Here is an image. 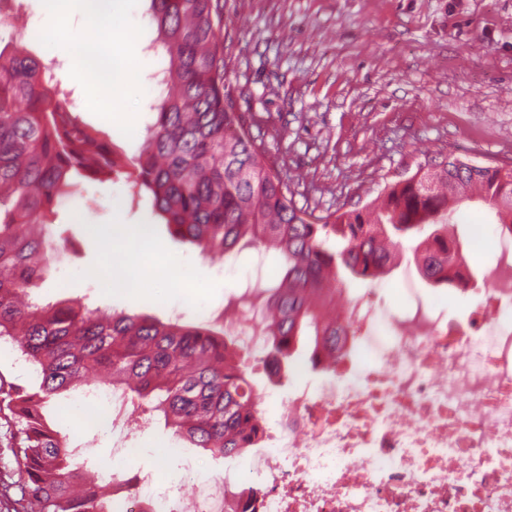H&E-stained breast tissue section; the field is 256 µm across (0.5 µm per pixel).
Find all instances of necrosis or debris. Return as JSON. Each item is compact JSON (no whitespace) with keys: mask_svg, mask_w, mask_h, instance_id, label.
<instances>
[{"mask_svg":"<svg viewBox=\"0 0 512 512\" xmlns=\"http://www.w3.org/2000/svg\"><path fill=\"white\" fill-rule=\"evenodd\" d=\"M331 377L288 396L246 475L183 494L147 473L112 482L116 512H512V239L500 243L481 304L463 322L423 307L378 319L372 295L346 302ZM107 431L132 417L119 390L98 400Z\"/></svg>","mask_w":512,"mask_h":512,"instance_id":"obj_1","label":"necrosis or debris"}]
</instances>
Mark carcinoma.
I'll return each mask as SVG.
<instances>
[{
  "instance_id": "carcinoma-1",
  "label": "carcinoma",
  "mask_w": 512,
  "mask_h": 512,
  "mask_svg": "<svg viewBox=\"0 0 512 512\" xmlns=\"http://www.w3.org/2000/svg\"><path fill=\"white\" fill-rule=\"evenodd\" d=\"M148 11L167 66L135 185L202 256L242 241L279 254L285 273L263 289L266 358L276 370L294 369L304 344L312 370L336 354V293L349 279L388 274L403 241L417 240L428 284L456 280L463 243L448 228L469 192L512 233V166L469 167L451 152L386 184L371 205L326 216L297 207L234 109L223 0H149ZM45 71L17 50H0V339L15 342L40 378L34 389L0 385V412L17 426L22 496L38 512H113L112 496L74 464L48 422L49 398L108 371L113 386L158 413L177 438L224 458L257 445V395L235 360L234 337L222 330L35 297L48 272L49 215L75 193L70 177L110 176L116 167L68 94L45 84Z\"/></svg>"
}]
</instances>
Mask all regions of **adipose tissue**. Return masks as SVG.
<instances>
[{
	"label": "adipose tissue",
	"instance_id": "obj_1",
	"mask_svg": "<svg viewBox=\"0 0 512 512\" xmlns=\"http://www.w3.org/2000/svg\"><path fill=\"white\" fill-rule=\"evenodd\" d=\"M79 8L85 11V26L104 32L106 40L79 48L72 76L77 83L90 88L86 99L89 108L119 115L124 131L136 135L139 122L134 113L124 111L123 104L147 69L149 58L137 31L115 23V16L122 12L119 0H42V13L34 33L52 47L71 43V28L62 16ZM95 233L104 248H111L117 240L124 245L120 256L123 276L118 283L122 292L148 296L160 305L176 302L187 307L200 306L207 298L208 287L192 277L180 255L153 242L149 225L113 224L97 227ZM173 283L178 284V291H170Z\"/></svg>",
	"mask_w": 512,
	"mask_h": 512
}]
</instances>
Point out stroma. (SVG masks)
Instances as JSON below:
<instances>
[{"instance_id":"stroma-1","label":"stroma","mask_w":512,"mask_h":512,"mask_svg":"<svg viewBox=\"0 0 512 512\" xmlns=\"http://www.w3.org/2000/svg\"><path fill=\"white\" fill-rule=\"evenodd\" d=\"M39 14L40 0L14 5L11 16L0 21L5 42L50 65L49 84L83 99L85 90L71 74L72 53H49L30 37ZM222 35L236 109L297 206L325 215L366 204L387 182L450 152L480 164H512V0H224ZM151 60L127 100L143 126L154 119L155 77L166 65L160 55ZM78 115L102 134L120 166L111 180L81 179L79 195L52 215L63 243L37 291L41 301L78 300L163 323H197L196 308L131 299L92 278L104 260L89 230L93 224L150 225L153 238L181 255L193 277L213 283L205 305L216 327L223 324L225 308L235 307L247 288L279 279L282 265L275 252L261 257L256 246L240 244L204 258L195 245L171 235L148 194H132L143 138H128L118 125L86 108ZM454 220L470 264L479 271L493 265L499 236L493 211L481 201L465 200ZM350 291L374 292L386 318L399 317L420 301L445 319L462 320L480 298L476 291L430 287L409 242L387 275L372 284L351 283ZM264 356L257 351L245 364L258 391L271 392L267 415L275 419L291 387L314 386L321 377L271 375L263 368ZM0 383L26 389L37 383L32 365L10 342H0ZM71 399L68 393L55 396L48 414L72 445L83 447L94 474L129 478L157 468L151 450L167 433L161 417L144 416L128 441L136 455L119 459L113 455L115 436L100 431L92 419L72 427ZM17 442L14 422L0 413V512H24L19 503L24 477L13 454ZM214 465L210 453L199 448L185 449L172 463L187 494L214 475Z\"/></svg>"}]
</instances>
